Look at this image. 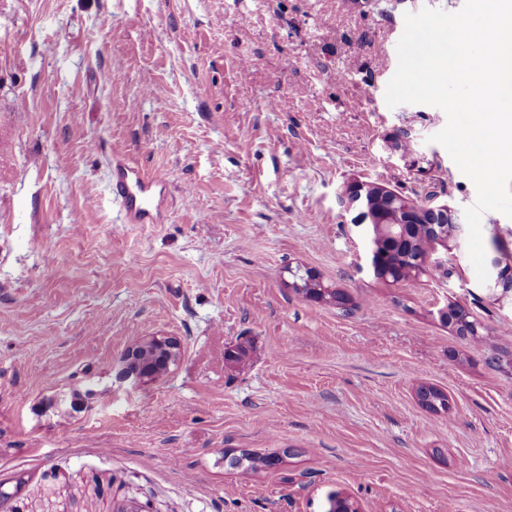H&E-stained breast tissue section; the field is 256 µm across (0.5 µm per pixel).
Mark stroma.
I'll use <instances>...</instances> for the list:
<instances>
[{"mask_svg": "<svg viewBox=\"0 0 512 512\" xmlns=\"http://www.w3.org/2000/svg\"><path fill=\"white\" fill-rule=\"evenodd\" d=\"M463 5L0 0L5 512H326L332 492L358 512H512V309L464 250L447 278H377L339 201L361 179L474 204L429 140L444 111L385 101L405 13ZM395 136L415 166L389 158ZM115 150L167 181V223H121ZM295 266L347 304L295 292ZM451 302L481 341L439 322ZM145 336L178 338L180 361L121 380ZM286 448L258 470L226 456ZM421 404L433 412L448 410V396L441 390L432 386H422L418 389Z\"/></svg>", "mask_w": 512, "mask_h": 512, "instance_id": "1", "label": "stroma"}]
</instances>
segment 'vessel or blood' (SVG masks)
<instances>
[{
  "mask_svg": "<svg viewBox=\"0 0 512 512\" xmlns=\"http://www.w3.org/2000/svg\"><path fill=\"white\" fill-rule=\"evenodd\" d=\"M110 187L125 224L165 223L169 209L166 180L146 174L126 153H113Z\"/></svg>",
  "mask_w": 512,
  "mask_h": 512,
  "instance_id": "vessel-or-blood-1",
  "label": "vessel or blood"
}]
</instances>
